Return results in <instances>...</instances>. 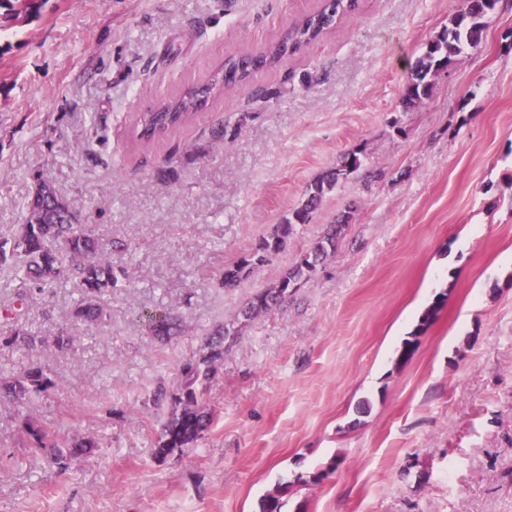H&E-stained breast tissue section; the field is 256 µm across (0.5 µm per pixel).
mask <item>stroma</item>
I'll list each match as a JSON object with an SVG mask.
<instances>
[{"instance_id":"35a3bbf8","label":"stroma","mask_w":512,"mask_h":512,"mask_svg":"<svg viewBox=\"0 0 512 512\" xmlns=\"http://www.w3.org/2000/svg\"><path fill=\"white\" fill-rule=\"evenodd\" d=\"M321 0H47L0 22V237L36 177L129 247L106 318L73 325L61 283L23 322L60 351L0 349V372L58 379L26 410L0 401V512H512V0L403 111L409 65L464 0H359L278 64L141 148L133 117L225 58L277 41ZM223 121L224 144L209 127ZM361 150L287 247L238 287L224 266ZM172 162L178 177L154 170ZM337 249L279 307L249 321L204 394L214 421L157 456L181 363L273 286L337 215ZM440 308L406 362L399 350ZM168 312L182 334L152 331ZM100 446L67 472L29 453L24 416Z\"/></svg>"}]
</instances>
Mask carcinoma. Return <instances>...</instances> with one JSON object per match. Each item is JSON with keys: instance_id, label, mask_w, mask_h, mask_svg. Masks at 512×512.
<instances>
[{"instance_id": "1", "label": "carcinoma", "mask_w": 512, "mask_h": 512, "mask_svg": "<svg viewBox=\"0 0 512 512\" xmlns=\"http://www.w3.org/2000/svg\"><path fill=\"white\" fill-rule=\"evenodd\" d=\"M466 2L470 7L455 13L443 33L428 43L422 56L410 66L401 98L404 109L413 110L424 104L433 94L435 75L445 69L464 47L480 43L488 4L486 0ZM357 6L358 0H324L320 9L289 28L279 41L255 54L225 59L205 80L182 89L157 110L139 114V137L149 142L168 135L184 125L207 100L244 82L252 71L272 66L296 53L302 46L333 29ZM361 166L360 151L348 152L339 165L309 184L301 203L283 221L273 225L270 233L250 253L224 267L219 278L220 286L228 289L238 287L254 269L284 250L297 225L308 223L324 197L335 189L340 180L348 178ZM351 218V210L343 211L336 218V223L311 244L275 285L249 300L240 312V319L211 333L205 352L180 365V380L174 390L169 392L163 386L157 389L154 401L159 403L168 398L174 403L176 412L162 426L156 454L167 456L181 452L203 438L213 415L205 409L202 397L216 374L217 364L224 358L227 340H233L240 334L243 323L285 302L300 282L308 279L317 266L336 251L339 238ZM115 262L112 252L106 250L102 243L98 225L83 223L68 201L44 179L33 183L24 222L14 225L11 237L0 240V267L11 265L19 271L21 287L29 291L42 290L54 282L63 281L78 292V304L72 313L76 322L97 324L106 317L110 290L116 282ZM432 313L433 309H428L419 329L405 340L398 362L403 363L413 355L418 345L417 334ZM47 342L60 351L68 350L74 344V336L65 328L50 337L38 336L16 317L6 321L5 329L0 330V345L6 348H34ZM56 385L47 369L41 363L33 362L10 378L0 377V398L7 397L23 406ZM24 426L26 433L33 438L32 453L44 457L60 472H66L67 455L59 448L54 436L30 417L26 418ZM286 492L288 486L280 484L267 493L260 512H281V498Z\"/></svg>"}]
</instances>
